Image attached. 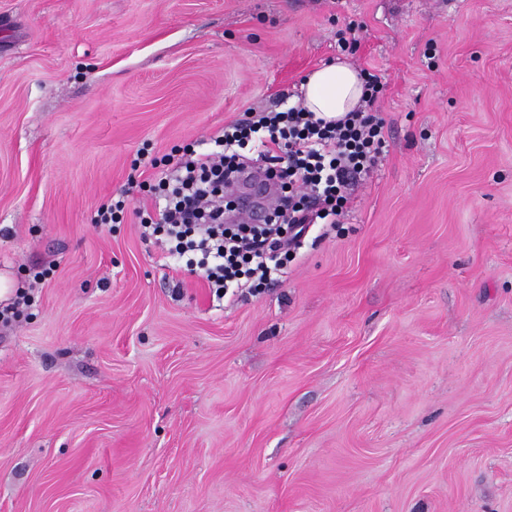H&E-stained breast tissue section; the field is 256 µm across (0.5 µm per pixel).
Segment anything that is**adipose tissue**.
I'll use <instances>...</instances> for the list:
<instances>
[{"label": "adipose tissue", "instance_id": "adipose-tissue-1", "mask_svg": "<svg viewBox=\"0 0 512 512\" xmlns=\"http://www.w3.org/2000/svg\"><path fill=\"white\" fill-rule=\"evenodd\" d=\"M303 105L317 117L339 119L362 104L360 72L339 59L313 71L302 83Z\"/></svg>", "mask_w": 512, "mask_h": 512}]
</instances>
